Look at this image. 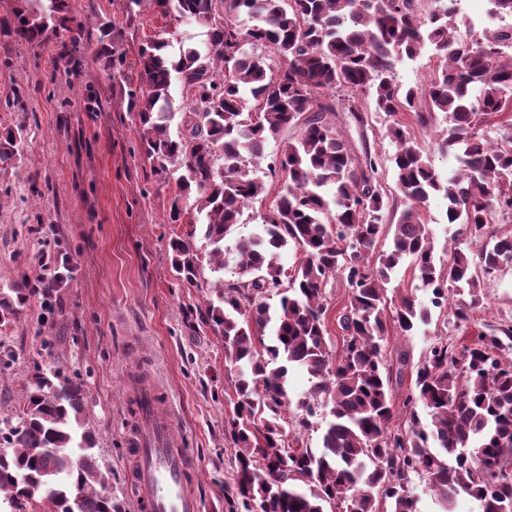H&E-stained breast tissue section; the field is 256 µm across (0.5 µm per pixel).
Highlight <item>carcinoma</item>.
Here are the masks:
<instances>
[{
	"label": "carcinoma",
	"instance_id": "1",
	"mask_svg": "<svg viewBox=\"0 0 512 512\" xmlns=\"http://www.w3.org/2000/svg\"><path fill=\"white\" fill-rule=\"evenodd\" d=\"M427 18L417 0H224V13L249 24L248 42L224 23L212 24L203 44L155 38L140 50L147 91L134 98L146 153L159 165L177 162L181 195L195 196L220 274L216 299L199 310L202 324L224 336L225 368L235 373L229 434L235 447L232 501L243 512H417L408 491L411 476L450 505L461 495L482 512H512V328L481 334L461 352L448 340L430 347L416 366L404 426L392 424L390 377L383 356L389 322L400 334L427 323L430 311L413 295L401 296L387 317L388 285L405 260L414 279L431 290L435 307L448 296L468 295L456 320L482 302L486 282L512 259V234L498 216H512V125L498 141L479 133L488 117L508 107L512 89V23L482 38L455 37L458 0H433ZM164 16L197 22L216 0H155ZM59 30L71 43L84 37L65 0H28L4 21L3 35L40 44ZM430 46L440 59L423 88H402L395 63ZM190 96L193 111L177 117L174 82ZM373 94L375 108L395 116L412 112L420 127L445 114L443 147L458 168L440 178L414 145L408 125L388 128L398 145L392 158L406 200L396 223H386L388 199L380 189V158L367 150L354 159L327 119L336 94ZM276 157L286 184L253 234L226 244L243 208L266 191L246 158L289 128ZM23 128L0 132V163L19 155ZM447 202L448 223L460 224L478 243L474 254L454 248L436 261L423 210L431 197ZM391 239L389 247L377 245ZM292 245L302 254L292 275L275 251ZM179 281L200 277L195 234L170 240ZM233 259L244 271L222 277ZM349 291L339 316L341 351L327 336L326 287ZM33 288L0 285V323L17 318ZM279 297V306L268 300ZM270 344H264V338ZM262 349L256 348V342ZM311 379L309 393L292 402L288 371ZM430 416L420 421L417 406ZM328 409L321 446L291 447L285 424L306 430L316 407ZM95 430L85 412L83 384L56 368L34 364L15 418L0 422V501L9 512H122L109 491L112 472L96 455Z\"/></svg>",
	"mask_w": 512,
	"mask_h": 512
}]
</instances>
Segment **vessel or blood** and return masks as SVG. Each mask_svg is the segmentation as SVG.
<instances>
[{
    "instance_id": "b4317fda",
    "label": "vessel or blood",
    "mask_w": 512,
    "mask_h": 512,
    "mask_svg": "<svg viewBox=\"0 0 512 512\" xmlns=\"http://www.w3.org/2000/svg\"><path fill=\"white\" fill-rule=\"evenodd\" d=\"M134 417L125 428L136 512H201L191 491L197 466L184 441L173 434L176 414L154 381L140 382L132 394Z\"/></svg>"
}]
</instances>
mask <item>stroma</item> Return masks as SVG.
<instances>
[{
  "label": "stroma",
  "mask_w": 512,
  "mask_h": 512,
  "mask_svg": "<svg viewBox=\"0 0 512 512\" xmlns=\"http://www.w3.org/2000/svg\"><path fill=\"white\" fill-rule=\"evenodd\" d=\"M66 3L85 32L72 60L59 56L70 40L66 31L38 45L0 37V123L25 133L17 159L0 165V284L64 280L51 307L35 295L17 319L0 324V352L15 356L11 369L0 374V419L14 416L22 403L30 360L81 376L99 461L112 471L113 495L125 512H135L123 429L133 383L154 376L177 414L175 436L193 450L198 479L192 489L202 512H230L235 459L225 426L234 387L224 370L223 336L198 319L219 276L203 268L197 288L176 279L168 243L190 229L169 221L181 170L147 157L131 109L132 94L143 87L141 47L158 36L175 40L202 31L162 16L153 0H143L134 17L126 0ZM490 8L489 0H458L457 38L470 40L498 26ZM102 21L113 24L108 60L98 54ZM360 104L364 126H356L344 109L334 116L335 126L353 149L366 144L381 155V189L403 205L390 162L397 150L387 133L391 120L375 111L371 96ZM443 120L436 114L428 129L417 131L416 141L447 177L457 162L441 146ZM276 153L270 144L249 162L267 192L244 208L236 236L249 235L282 190V176L268 171ZM424 220L436 257L447 258L461 239L459 225L447 223L436 198ZM453 312L450 305L432 309L430 324L412 335L391 333L383 350L387 361L402 349L414 365L440 338L462 348L485 326L512 325V267L489 281L469 321L454 326Z\"/></svg>",
  "instance_id": "35a3bbf8"
}]
</instances>
